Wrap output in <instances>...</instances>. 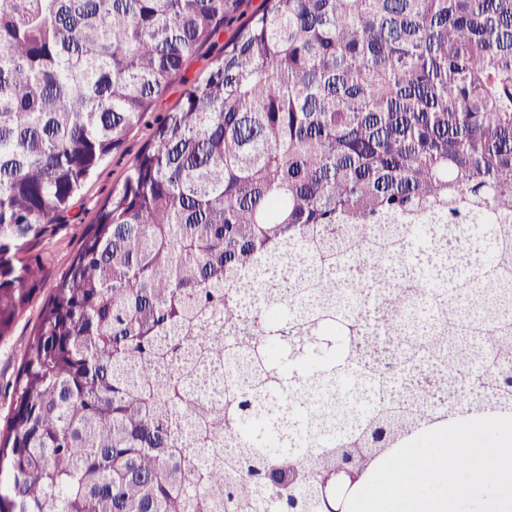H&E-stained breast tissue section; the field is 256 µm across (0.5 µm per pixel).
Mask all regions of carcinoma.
<instances>
[{
    "mask_svg": "<svg viewBox=\"0 0 512 512\" xmlns=\"http://www.w3.org/2000/svg\"><path fill=\"white\" fill-rule=\"evenodd\" d=\"M243 2L0 0V339ZM486 412L512 414V0H263L45 303L0 512H322L336 463ZM237 25L238 23L234 22L230 26H224V32L221 33L218 44L214 47L208 44L200 51L199 56L201 57L191 61L183 73L186 82H182L180 79L176 80L167 94L156 104L154 110L144 116L139 128L129 135L123 148L109 156L85 187L74 196L65 218L55 221V224H62V228L43 245L44 251L49 256V276L44 290L41 296L19 318L11 335L0 340L1 428H3L10 410L13 385L24 351L38 322L44 299L70 264L85 229L93 221L100 205L112 189L120 184L125 171L135 155L148 141L156 124L175 105L181 92L204 71L210 59L229 39Z\"/></svg>",
    "mask_w": 512,
    "mask_h": 512,
    "instance_id": "obj_1",
    "label": "carcinoma"
}]
</instances>
